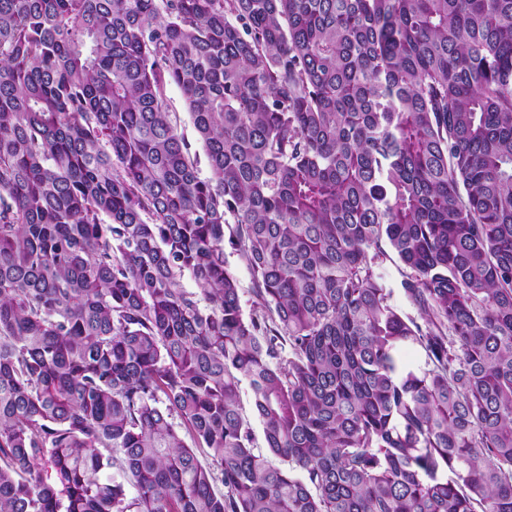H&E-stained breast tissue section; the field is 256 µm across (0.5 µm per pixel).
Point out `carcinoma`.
<instances>
[{
  "label": "carcinoma",
  "mask_w": 512,
  "mask_h": 512,
  "mask_svg": "<svg viewBox=\"0 0 512 512\" xmlns=\"http://www.w3.org/2000/svg\"><path fill=\"white\" fill-rule=\"evenodd\" d=\"M0 512H512V0H0ZM167 103L172 116L176 115L179 121V129L184 133L186 139L191 144V154L198 158L199 175L202 178L209 176V168L202 148L197 143L193 125L186 109V104L181 91L175 86H167L165 91ZM227 257L229 269L237 280L242 310L248 316L252 312L256 301L253 292V277L247 262L240 254L230 253V249H228ZM379 272L383 275L384 279L392 288L393 293L391 302L404 314H407L420 320L417 310L412 306L410 301L407 299L403 289L400 286L402 276L401 264L399 263V261L394 256H392V258H388L379 269ZM240 405L243 415L249 420L254 434V447L262 451L265 449V440L262 425L254 417L251 408V392L247 382L243 381L240 389Z\"/></svg>",
  "instance_id": "carcinoma-1"
}]
</instances>
